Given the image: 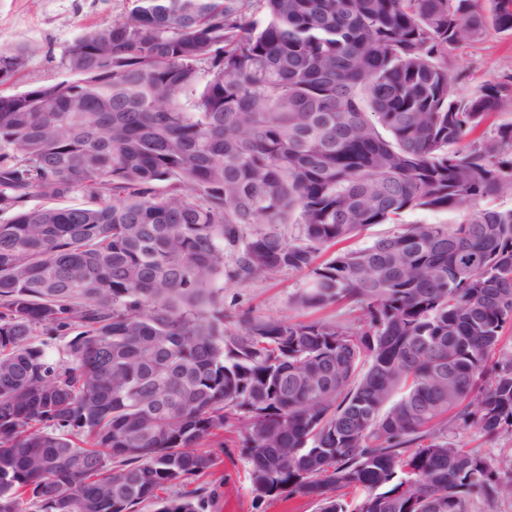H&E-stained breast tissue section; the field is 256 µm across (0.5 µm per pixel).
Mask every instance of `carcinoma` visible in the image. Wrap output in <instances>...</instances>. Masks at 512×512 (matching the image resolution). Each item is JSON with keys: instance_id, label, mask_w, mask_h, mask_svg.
<instances>
[{"instance_id": "1", "label": "carcinoma", "mask_w": 512, "mask_h": 512, "mask_svg": "<svg viewBox=\"0 0 512 512\" xmlns=\"http://www.w3.org/2000/svg\"><path fill=\"white\" fill-rule=\"evenodd\" d=\"M490 26L512 0H129L19 93L30 50L1 48L0 512H206L158 492L235 423L258 500L512 502V454L460 439L512 434V208L480 205L512 195V121L477 134L512 75L459 100L448 68ZM78 191L97 203L56 205ZM285 269L293 308L357 323L227 331L224 279ZM459 213L451 210L419 211L409 210L402 217V224H456Z\"/></svg>"}]
</instances>
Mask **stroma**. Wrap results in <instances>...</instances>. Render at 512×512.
I'll return each instance as SVG.
<instances>
[{"instance_id": "stroma-1", "label": "stroma", "mask_w": 512, "mask_h": 512, "mask_svg": "<svg viewBox=\"0 0 512 512\" xmlns=\"http://www.w3.org/2000/svg\"><path fill=\"white\" fill-rule=\"evenodd\" d=\"M127 7L128 0H0V48L31 50L25 68L14 79L13 91L58 78L61 56L70 42L84 31L112 21ZM448 62L467 66L469 77L455 86L454 94L469 98L495 76L512 73V34L487 31L454 49ZM307 281L305 272L291 270L245 284L228 281L224 284V308L232 313L248 310L263 318L286 316L290 298ZM239 435L238 427L229 426L222 444L206 446L207 451L219 455L202 478L215 494L212 512H318L313 501L299 495L289 500H255L247 463L233 446Z\"/></svg>"}]
</instances>
